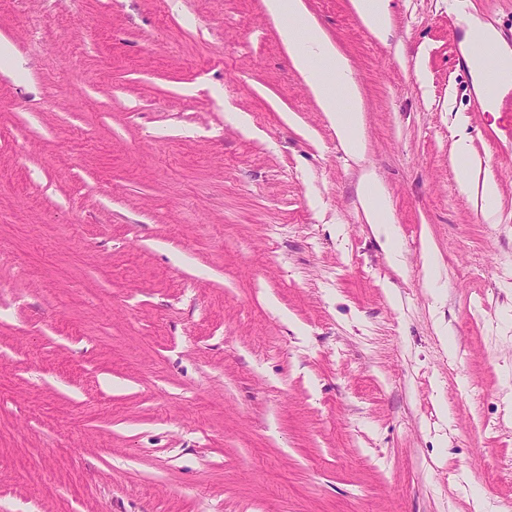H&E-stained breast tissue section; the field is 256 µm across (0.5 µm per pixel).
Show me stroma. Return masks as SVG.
Masks as SVG:
<instances>
[{
    "label": "stroma",
    "instance_id": "35a3bbf8",
    "mask_svg": "<svg viewBox=\"0 0 512 512\" xmlns=\"http://www.w3.org/2000/svg\"><path fill=\"white\" fill-rule=\"evenodd\" d=\"M303 2L360 159L264 0H0V512H512V142L448 0ZM264 2L267 13L280 21L281 39L293 50V63L305 76L341 147L348 154L360 157V113L355 105L357 91L347 60L317 28L306 24L302 0ZM299 42H303L301 49L297 48ZM388 0H352L353 7L364 25L384 35L388 27ZM454 155L458 163L462 183L468 189L474 191V184L472 180L473 164L471 161V148L464 137L457 139L455 142ZM361 202L368 221L377 224V232L384 236V246L393 256V233L390 224H394L390 210L382 203V193L372 175L366 174L361 186ZM498 185L491 175H485L481 184V210L485 217L490 218L498 207Z\"/></svg>",
    "mask_w": 512,
    "mask_h": 512
}]
</instances>
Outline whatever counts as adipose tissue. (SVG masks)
<instances>
[{
	"mask_svg": "<svg viewBox=\"0 0 512 512\" xmlns=\"http://www.w3.org/2000/svg\"><path fill=\"white\" fill-rule=\"evenodd\" d=\"M265 7L270 16L279 20L281 39L292 48L293 63L326 113L341 147L352 156H360L362 135L356 108L357 91L347 60L317 28L306 24L302 0H265ZM451 9L464 28L466 41L475 48L467 60L475 89L483 88L485 71V61L477 48L487 43L494 46L499 62V88L511 85L512 47L478 16L466 13L461 0H453ZM361 202L369 222L376 224L378 234L383 235L385 248H392L393 217L383 205L382 193L372 175L363 178Z\"/></svg>",
	"mask_w": 512,
	"mask_h": 512,
	"instance_id": "ef3b65f1",
	"label": "adipose tissue"
}]
</instances>
